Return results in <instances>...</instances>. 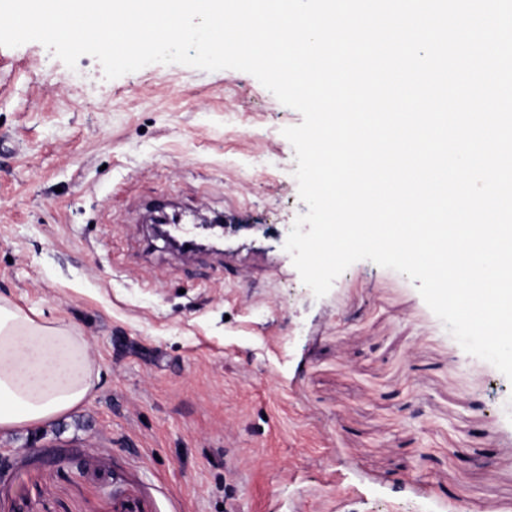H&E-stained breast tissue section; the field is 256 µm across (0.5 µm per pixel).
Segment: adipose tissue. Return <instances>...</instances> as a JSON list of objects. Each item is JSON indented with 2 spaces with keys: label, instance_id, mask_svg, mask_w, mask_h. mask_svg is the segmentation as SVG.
Masks as SVG:
<instances>
[{
  "label": "adipose tissue",
  "instance_id": "obj_1",
  "mask_svg": "<svg viewBox=\"0 0 512 512\" xmlns=\"http://www.w3.org/2000/svg\"><path fill=\"white\" fill-rule=\"evenodd\" d=\"M99 380L84 336L0 297V431L51 421L79 408Z\"/></svg>",
  "mask_w": 512,
  "mask_h": 512
}]
</instances>
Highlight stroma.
Segmentation results:
<instances>
[{"label":"stroma","mask_w":512,"mask_h":512,"mask_svg":"<svg viewBox=\"0 0 512 512\" xmlns=\"http://www.w3.org/2000/svg\"><path fill=\"white\" fill-rule=\"evenodd\" d=\"M301 121L237 70L108 80L0 47V296L101 371L70 414L0 432V512H512V382L405 275L302 283ZM155 203L240 226L188 258L152 237Z\"/></svg>","instance_id":"stroma-1"}]
</instances>
